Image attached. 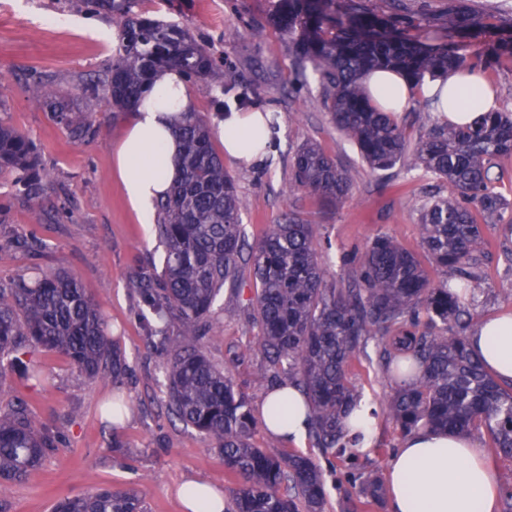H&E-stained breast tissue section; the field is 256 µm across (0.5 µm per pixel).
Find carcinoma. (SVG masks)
<instances>
[{"mask_svg": "<svg viewBox=\"0 0 512 512\" xmlns=\"http://www.w3.org/2000/svg\"><path fill=\"white\" fill-rule=\"evenodd\" d=\"M135 0H83L93 13L112 14L121 43L105 78L81 89L113 110H134L156 77L168 70L187 80L205 79L224 66L189 28L133 11ZM271 24L292 45L294 79L319 74L325 106L336 128L359 147L374 171H386L405 157L404 128L391 112L373 106L363 78L375 68L392 67L414 83L464 69L457 40L490 36L481 18L457 4L448 7V42L427 45L404 33L412 19L379 14L365 0H276ZM507 52L512 40L488 43L485 63ZM30 98L54 113L76 136L94 133L92 117L76 124L48 86L36 81ZM175 134L181 151L180 176L157 203L155 232L165 247L162 272L141 281L140 295L159 326L150 338L175 323L179 340L167 344L166 405L184 424L210 439L226 473L238 479L225 512H325V478L310 456L259 448L252 443L255 417L232 376L201 350L210 331L208 316L225 284H237L238 261L246 245L240 224L244 206L235 181L224 171L210 131L198 112H187ZM512 153V117L486 112L465 126L449 124L413 146L412 159L448 183L449 196H436L421 211L423 248L459 280L431 281L417 257L390 235L368 242L361 254L345 259L346 284L329 278L316 248V230L295 212L270 225L250 253L254 288L251 303L259 327L256 351L264 357L261 378L284 377L306 396L310 433L317 445L342 454L359 442L344 418L361 404L347 380L353 361L378 337L379 363L401 384L385 413L401 434L422 428L451 432L484 429L493 448L512 457V380L493 377L468 350L466 310L460 295L481 286L472 270L482 242L474 211L489 218L504 201L491 188L494 160ZM8 170L19 189L32 195L45 172L33 143L0 123V171ZM290 188L342 203L350 179L317 144L294 154ZM98 304L77 279L64 271L41 272L14 287L0 288V382L29 346L64 354L81 373L96 377L122 358L110 348ZM47 447L40 428L18 404L0 414V478L23 480L39 466ZM360 500L347 499V512L379 504L384 487L378 473L353 467L343 474ZM53 512H146L137 492L98 487L57 502Z\"/></svg>", "mask_w": 512, "mask_h": 512, "instance_id": "obj_1", "label": "carcinoma"}]
</instances>
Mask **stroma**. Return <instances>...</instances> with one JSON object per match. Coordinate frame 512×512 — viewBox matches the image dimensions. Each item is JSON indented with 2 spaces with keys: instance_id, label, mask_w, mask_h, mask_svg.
<instances>
[{
  "instance_id": "35a3bbf8",
  "label": "stroma",
  "mask_w": 512,
  "mask_h": 512,
  "mask_svg": "<svg viewBox=\"0 0 512 512\" xmlns=\"http://www.w3.org/2000/svg\"><path fill=\"white\" fill-rule=\"evenodd\" d=\"M273 0H136L135 11L188 26L212 44L236 69L238 81L262 93L261 104L276 116L274 146L264 160L245 168L225 159L244 201L241 212L247 239L258 241L283 213L295 211L316 225L319 254L336 279H345L344 255L363 249L379 234L394 237L415 253L432 280L447 277L421 245L420 211L433 196L448 193L446 182L403 159L392 169L373 171L357 145L339 131L324 106L323 89L309 75L299 93L287 39L269 22ZM406 13L420 26L407 28L410 38L446 39L448 0H403ZM119 27L111 15L91 14L79 0H0V122L27 135L50 181L27 197L15 192L10 172L0 173V286L53 267L75 276L97 301L112 326L126 373L121 383L111 374L90 378L55 352H24L20 364L0 382V412L24 401L28 416L48 431L63 430L41 465L23 481L0 479V512H52L57 501L98 486L136 489L147 512H183L178 487L189 479L222 490L235 480L210 441L184 426L166 408V359L151 346L142 324L143 307L136 290L141 271L163 266L164 248L145 230L126 202L112 169V150L123 135L130 113L117 115L101 102L85 98L84 83L102 75L116 53ZM41 78L72 116L95 113L99 130L75 140L53 113L33 104L27 84ZM314 142L334 157L350 176V192L335 207L305 191H291V159ZM496 193L504 207L484 226L475 254L481 286L463 295L473 323L512 312L503 286L512 283V155L496 159ZM251 278L224 287L209 316L211 332L203 341L207 358L228 370L252 406L271 389L259 379L262 358L255 351L258 330L249 320ZM37 365L40 380L24 375ZM347 379L376 406L397 385L377 366L375 341L353 362ZM122 398L128 416L121 425L107 423L104 403ZM375 449L357 466L384 471L402 436L385 414L375 424Z\"/></svg>"
}]
</instances>
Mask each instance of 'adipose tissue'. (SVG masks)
Listing matches in <instances>:
<instances>
[{"instance_id": "ef3b65f1", "label": "adipose tissue", "mask_w": 512, "mask_h": 512, "mask_svg": "<svg viewBox=\"0 0 512 512\" xmlns=\"http://www.w3.org/2000/svg\"><path fill=\"white\" fill-rule=\"evenodd\" d=\"M375 104L401 112L412 98L433 99L442 121L470 123L495 107V93L481 72L455 74L413 87L393 69L365 78ZM195 101L176 71L153 85L112 155L113 169L141 223L155 221V202L179 175L180 145L172 127ZM224 153L239 164L260 162L270 134L261 111L235 112L218 123ZM473 354L501 379H512V313L482 321L468 338ZM270 437L301 443L308 434L309 410L290 382L274 386L258 409ZM386 486L392 512H497L501 488L484 448L465 432L422 430L408 435L387 464ZM178 498L184 512H224V493L210 483L189 480Z\"/></svg>"}]
</instances>
